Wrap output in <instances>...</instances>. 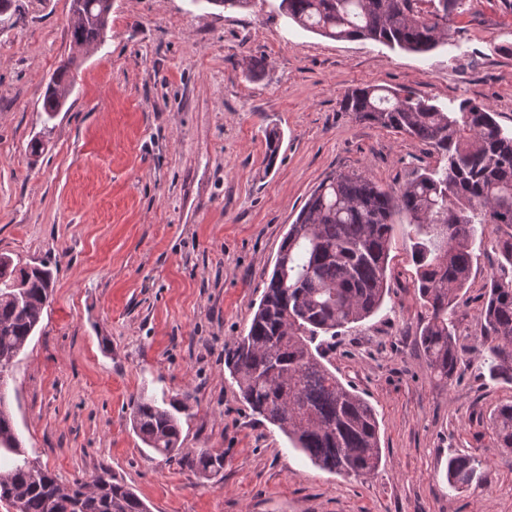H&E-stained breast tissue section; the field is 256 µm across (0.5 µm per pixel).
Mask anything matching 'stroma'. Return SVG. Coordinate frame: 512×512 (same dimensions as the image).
Wrapping results in <instances>:
<instances>
[{"label": "stroma", "mask_w": 512, "mask_h": 512, "mask_svg": "<svg viewBox=\"0 0 512 512\" xmlns=\"http://www.w3.org/2000/svg\"><path fill=\"white\" fill-rule=\"evenodd\" d=\"M15 5L0 25V253L47 263L54 278L5 386L28 455L64 483L109 467L150 512H512V449L496 446L491 423L512 384L479 354L497 229L474 245L457 300L467 353L453 378L431 376L419 344L402 215L382 307L327 347L331 370L377 411L381 463L369 476L314 466L252 412L225 365L326 175L357 170L398 188L438 164L417 139L342 112L343 95L376 86L443 107L468 99L511 131L512 12L464 0L447 40L421 56L301 30L279 0H112L106 39L72 66L50 119L43 94L70 52V0ZM142 395L184 401L182 451L223 454L217 477L145 448L129 406ZM458 454L482 465L454 489L445 473Z\"/></svg>", "instance_id": "stroma-1"}]
</instances>
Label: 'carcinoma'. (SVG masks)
I'll return each mask as SVG.
<instances>
[{
	"label": "carcinoma",
	"instance_id": "1",
	"mask_svg": "<svg viewBox=\"0 0 512 512\" xmlns=\"http://www.w3.org/2000/svg\"><path fill=\"white\" fill-rule=\"evenodd\" d=\"M463 0H280L279 10L306 31L334 40L369 39L426 55L448 36ZM112 0H71L73 57L47 84L48 118L65 105L70 66L107 35ZM340 110L355 120L406 134L444 162L402 187H384L357 171L332 173L312 191L290 225L246 335L228 367L250 409L276 426L314 465L366 477L381 462L374 407L344 385L325 362L323 346L338 331L375 313L385 296L394 217L409 218L416 239V284L425 324L420 345L434 378L446 381L463 362L454 303L473 268V246L493 225L512 228V131L488 109L466 100L444 110L428 100L366 86L344 94ZM502 257L480 310L482 356L492 377L512 384V233L493 241ZM22 287L14 288L16 280ZM54 288L49 266H23L0 254V375L37 330ZM175 403L141 397L132 429L154 452L179 455ZM500 448H512V405L493 416ZM204 478L224 469V454L202 449L181 458ZM481 460L448 458L454 489L473 480ZM0 501L18 512H148L106 468L60 484L29 457L6 402L0 403Z\"/></svg>",
	"mask_w": 512,
	"mask_h": 512
}]
</instances>
